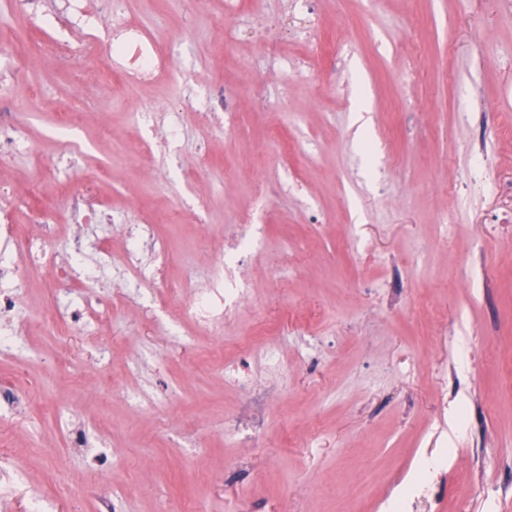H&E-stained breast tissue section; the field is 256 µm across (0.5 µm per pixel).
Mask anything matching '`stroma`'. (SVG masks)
Here are the masks:
<instances>
[{
	"label": "stroma",
	"instance_id": "35a3bbf8",
	"mask_svg": "<svg viewBox=\"0 0 512 512\" xmlns=\"http://www.w3.org/2000/svg\"><path fill=\"white\" fill-rule=\"evenodd\" d=\"M336 41L358 49L312 60L299 41L293 64L268 68L263 41L242 45L224 68L218 0L185 22L175 0H128L197 92H237L232 133L214 135L183 109L179 171L136 159L142 129L131 115L168 95L161 84L127 99L103 82V46L63 68L33 55L17 20L0 10V43L27 72L13 101L39 155L0 162V184L26 202L40 156L56 149L55 114L83 112L70 136L76 165L104 167L114 212H172L158 225L171 242V274L205 278L224 230L253 207L230 166L266 152V179L300 188L265 213L264 249L246 267L253 294L223 336L192 335L176 302L117 301L94 336L32 328V354L0 361V380L33 391V409L0 424V448L51 499L53 512H99V494L127 489L112 512H385L408 486L423 449L448 451L418 512H512V0H312ZM416 24L414 54L399 45ZM284 145L267 142L269 127ZM492 176L483 194L463 186L476 154ZM302 325L279 337L288 378L246 395L225 386L217 356L235 339L284 316ZM111 347L104 357L103 347ZM140 359L139 382L158 413L133 407L111 382ZM104 439L111 467L69 445L56 416ZM267 440L242 447L224 425L244 409ZM485 488L478 497L476 488Z\"/></svg>",
	"mask_w": 512,
	"mask_h": 512
}]
</instances>
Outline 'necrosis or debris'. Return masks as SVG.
Returning <instances> with one entry per match:
<instances>
[{
  "label": "necrosis or debris",
  "instance_id": "obj_1",
  "mask_svg": "<svg viewBox=\"0 0 512 512\" xmlns=\"http://www.w3.org/2000/svg\"><path fill=\"white\" fill-rule=\"evenodd\" d=\"M80 0H63L50 10L47 0H5V10L31 21L45 32L36 45L38 54L55 60L81 61L90 44L106 42L109 51L99 63L100 76L109 81L120 77L128 94H135L145 81H167L176 86L174 98L154 101L145 111L136 113L137 123L160 128V139H145L143 155L175 157L180 126L175 121L176 102L195 99L193 87L180 81V69L157 47L156 39L129 17L127 0H106L112 14V29L101 33L91 16L81 10ZM26 76L13 55L0 52V153H32L36 147L28 139L18 115L10 109L14 85ZM233 92L217 85L212 96L199 107L200 120L220 134L232 126ZM96 180L81 176L62 189V211L29 207L17 212L8 194L0 193V357L22 359L29 356L26 334L32 318L24 305L23 284L35 271L45 273L52 296L48 310L40 319L49 328L64 332L73 328L100 331L112 322V303L102 293L104 286L115 287L120 299L151 298L162 302L175 294L177 287L189 295L182 305L186 320L203 333L222 335L238 308L251 299L245 261L258 251L255 234L257 213L241 218L225 236L224 248L215 259L212 273L202 282L181 278L172 286L165 272L168 245L156 225L139 222L130 225L123 238L121 252H113L111 237L102 232L114 221L111 209L97 200ZM24 222L42 227L39 236L21 233L16 215ZM79 226L76 234L68 225ZM285 363L278 343L264 338L251 343L234 360L224 364V382L242 392H250L260 383H277L284 375Z\"/></svg>",
  "mask_w": 512,
  "mask_h": 512
}]
</instances>
